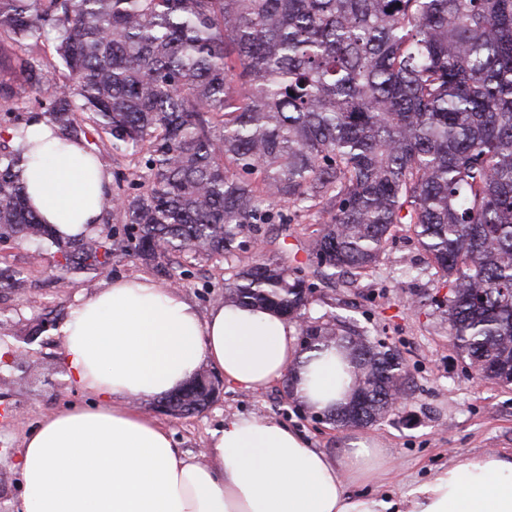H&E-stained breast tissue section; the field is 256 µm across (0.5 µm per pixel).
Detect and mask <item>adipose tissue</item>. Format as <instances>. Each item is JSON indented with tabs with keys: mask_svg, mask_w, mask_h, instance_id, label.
Here are the masks:
<instances>
[{
	"mask_svg": "<svg viewBox=\"0 0 512 512\" xmlns=\"http://www.w3.org/2000/svg\"><path fill=\"white\" fill-rule=\"evenodd\" d=\"M29 204L63 238L93 234L110 178L82 145L46 121L20 142ZM70 374L93 403L44 417L26 435L16 512H512V454L449 465L408 490L352 495L388 461L359 440L333 460L296 429L255 416L225 420L197 461L136 404L187 386L200 366L258 391L291 376L306 410L348 403L354 369L332 346L300 352L296 326L272 311L213 307L200 316L182 294L146 278H119L72 306L62 329Z\"/></svg>",
	"mask_w": 512,
	"mask_h": 512,
	"instance_id": "obj_1",
	"label": "adipose tissue"
}]
</instances>
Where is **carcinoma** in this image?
I'll return each mask as SVG.
<instances>
[{"instance_id": "carcinoma-1", "label": "carcinoma", "mask_w": 512, "mask_h": 512, "mask_svg": "<svg viewBox=\"0 0 512 512\" xmlns=\"http://www.w3.org/2000/svg\"><path fill=\"white\" fill-rule=\"evenodd\" d=\"M56 31V63L45 34ZM0 112H38L62 138L109 144L112 225L63 242L28 206L23 157L0 149V242L50 244L67 273L98 275L121 250L224 260L282 206L320 207L317 266L259 255L224 303L304 316L309 277L352 286L406 224L450 286L448 333L469 365L512 383V0H0ZM0 268V288H21ZM302 351H349L355 390L341 425L387 416L406 393L391 348L306 326ZM197 377L163 400L190 416L212 399Z\"/></svg>"}]
</instances>
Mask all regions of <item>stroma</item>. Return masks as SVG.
<instances>
[{
	"label": "stroma",
	"instance_id": "35a3bbf8",
	"mask_svg": "<svg viewBox=\"0 0 512 512\" xmlns=\"http://www.w3.org/2000/svg\"><path fill=\"white\" fill-rule=\"evenodd\" d=\"M315 211L298 214L287 235L262 224L248 237L264 254H287L308 267L304 245L317 229ZM22 273L25 286L0 291V512H14L23 488L17 467L24 437L47 415L89 396L69 378L62 329L77 298L106 287L112 279L143 275L160 285L169 280L153 264L114 252L109 266L93 282L61 277L52 251L33 243L0 246V267ZM225 268L205 261L190 264L181 292L199 314L224 301ZM449 286L435 276L413 233L396 234L371 272L353 288L316 283L305 310L310 325L364 332L372 343L398 351L407 373V399L388 417L367 426L342 427L328 416L302 410L291 398L288 380L257 391L221 385L201 414L174 417L150 397L139 406L172 434L177 448L195 454L211 430L226 419L253 414L296 428L314 447L338 457L354 436L375 440L392 460L387 477L373 486L376 494L403 490L462 457L485 451L512 452V385L471 377L466 360L448 336L441 303ZM43 331L30 346L29 358L13 363L15 333L32 326Z\"/></svg>",
	"mask_w": 512,
	"mask_h": 512
}]
</instances>
